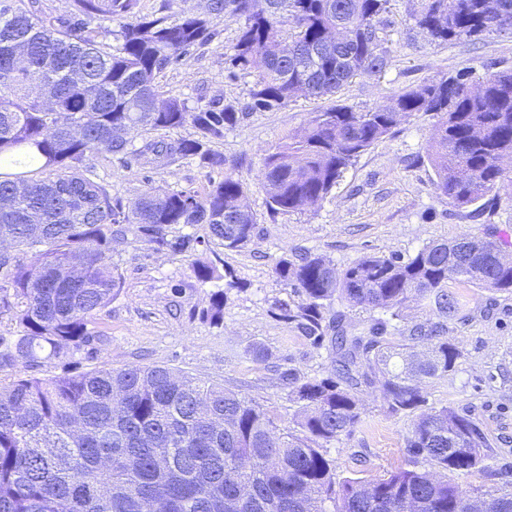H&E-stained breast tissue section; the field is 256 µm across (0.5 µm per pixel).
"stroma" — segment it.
<instances>
[{
	"instance_id": "35a3bbf8",
	"label": "stroma",
	"mask_w": 512,
	"mask_h": 512,
	"mask_svg": "<svg viewBox=\"0 0 512 512\" xmlns=\"http://www.w3.org/2000/svg\"><path fill=\"white\" fill-rule=\"evenodd\" d=\"M420 8L421 0H390L380 23L389 51L381 74L355 77L334 96L293 98L273 111L251 113L226 130L212 144L224 154L225 169L213 170L195 159L173 163L151 154L124 166L106 153L93 154L100 180L126 201L158 187L202 195L225 172H233L256 216L257 234L245 248L229 250L199 224L190 232L202 237L203 245L192 254H174L156 251L128 232L112 253L123 287L90 323L89 342L71 361L42 354L0 368V379L20 373L51 378L70 365L81 371L166 366L238 392L284 427L296 406L279 379L281 371L291 368L308 380L330 376L333 364L328 348L311 346L273 315V301L291 297L273 276L280 258L320 254L341 270L366 255L407 257L426 244L463 236L512 240V200L502 199L488 211L476 203L455 206L438 194L427 158L434 118L422 112L406 117L392 134L362 153L317 205L286 214L268 208L261 184L265 155L316 113L337 103L367 110L434 78L465 73L475 83L490 64L512 67V31L438 44L416 26ZM240 26L231 18L218 22L210 42L193 48L164 72V94L192 109L214 101L247 100L255 71H241L231 79L225 64ZM198 261L231 269L245 284L228 291L221 324L210 323L202 311L224 283L198 281L193 273ZM448 289L462 303L447 333L460 356L447 376L427 380L428 405L469 417L493 450L489 464L499 469V477L489 482L475 473L459 478V487L468 493L490 487L512 490V293L459 281L449 282ZM255 347L264 351L263 360L253 357ZM361 397V424L324 446L342 478L375 477L409 460L406 439L414 414L388 415L374 387L363 388Z\"/></svg>"
}]
</instances>
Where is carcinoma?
I'll use <instances>...</instances> for the list:
<instances>
[{
	"label": "carcinoma",
	"instance_id": "obj_1",
	"mask_svg": "<svg viewBox=\"0 0 512 512\" xmlns=\"http://www.w3.org/2000/svg\"><path fill=\"white\" fill-rule=\"evenodd\" d=\"M389 0H208L178 21L140 15L139 0H71L53 17L41 0H0V238L32 262L0 256V309L14 312L18 336L0 366L48 351L67 359L88 324L122 288L112 244L130 228L158 250L192 254L201 240L174 226L205 224L235 250L250 244L257 220L231 174L203 196L155 189L125 203L98 182L91 155L128 162L148 152L170 161L197 157L222 169L211 148L257 111L290 98L333 96L360 74L388 64L379 16ZM242 21L229 77L255 69L249 100L191 110L160 90V74L215 35L214 22ZM417 26L444 43L512 29V0H423ZM118 29H112V23ZM24 49L19 65L5 50ZM414 112L437 121L428 147L435 189L457 206L491 209L512 197L503 159L512 157V69L488 72L477 91L462 75L430 80L366 111L336 105L317 113L264 158L261 182L272 213L326 198L361 153ZM79 122L82 134L70 126ZM191 125L195 136L167 142L146 135ZM143 139L142 146L134 141ZM456 262L448 266V252ZM495 240L460 238L414 256H365L344 270L319 254L280 259L276 282L295 296L273 314L311 345L328 346L334 373L281 380L297 404L294 427L280 429L239 393L168 367L100 368L49 379L0 380V512H512V491L471 499L448 474L500 472L484 465L486 441L468 417L427 407L422 383L448 375L459 351L448 342L458 297L448 282L512 290V262ZM83 276L66 278L70 259ZM196 278H224L204 318L224 317V296L244 283L198 262ZM382 311L359 332L333 301ZM410 300L430 318L396 331ZM376 385L386 412H417L411 460L373 479L338 478L323 445L361 423L362 386ZM432 470L418 469L420 461Z\"/></svg>",
	"mask_w": 512,
	"mask_h": 512
}]
</instances>
